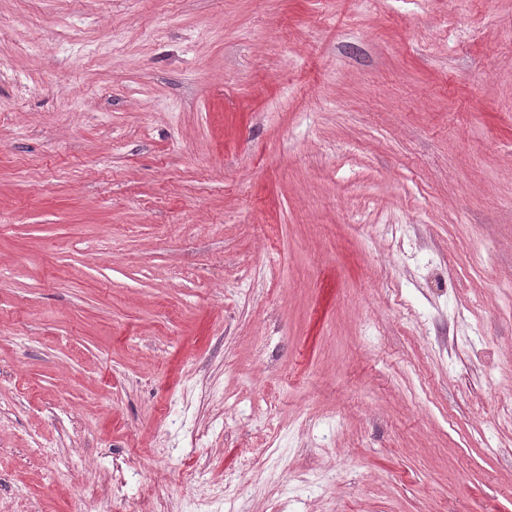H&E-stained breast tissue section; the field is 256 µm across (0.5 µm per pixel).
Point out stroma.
I'll return each mask as SVG.
<instances>
[{"instance_id":"stroma-1","label":"stroma","mask_w":512,"mask_h":512,"mask_svg":"<svg viewBox=\"0 0 512 512\" xmlns=\"http://www.w3.org/2000/svg\"><path fill=\"white\" fill-rule=\"evenodd\" d=\"M0 35V512H512V0Z\"/></svg>"}]
</instances>
